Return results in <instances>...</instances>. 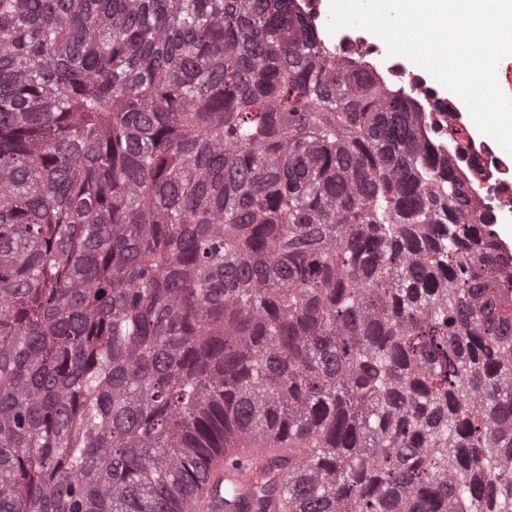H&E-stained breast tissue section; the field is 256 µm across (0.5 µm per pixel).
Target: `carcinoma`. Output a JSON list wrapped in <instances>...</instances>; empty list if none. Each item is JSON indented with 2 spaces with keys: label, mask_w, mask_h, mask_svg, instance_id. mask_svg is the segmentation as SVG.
<instances>
[{
  "label": "carcinoma",
  "mask_w": 512,
  "mask_h": 512,
  "mask_svg": "<svg viewBox=\"0 0 512 512\" xmlns=\"http://www.w3.org/2000/svg\"><path fill=\"white\" fill-rule=\"evenodd\" d=\"M260 436L278 512H512L492 221L290 0H0V512Z\"/></svg>",
  "instance_id": "carcinoma-1"
}]
</instances>
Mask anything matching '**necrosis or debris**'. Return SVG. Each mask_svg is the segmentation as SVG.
Masks as SVG:
<instances>
[{
	"label": "necrosis or debris",
	"instance_id": "4bbe7bcc",
	"mask_svg": "<svg viewBox=\"0 0 512 512\" xmlns=\"http://www.w3.org/2000/svg\"><path fill=\"white\" fill-rule=\"evenodd\" d=\"M293 7L311 25L323 50L345 53L352 68L368 71L379 86L409 93L430 143L439 155L453 160L474 201L492 214L495 223L512 222L511 155L472 137L466 138L464 148H457L448 138L449 127L468 129L472 119L442 96L424 71L405 57L388 55L385 43L369 31L344 28L329 33L325 0H295Z\"/></svg>",
	"mask_w": 512,
	"mask_h": 512
}]
</instances>
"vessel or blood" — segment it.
Masks as SVG:
<instances>
[{"label": "vessel or blood", "instance_id": "obj_1", "mask_svg": "<svg viewBox=\"0 0 512 512\" xmlns=\"http://www.w3.org/2000/svg\"><path fill=\"white\" fill-rule=\"evenodd\" d=\"M272 449L261 446L214 452L204 465L201 482L182 503L184 512H224V487L232 485L237 499L250 503L269 477Z\"/></svg>", "mask_w": 512, "mask_h": 512}]
</instances>
